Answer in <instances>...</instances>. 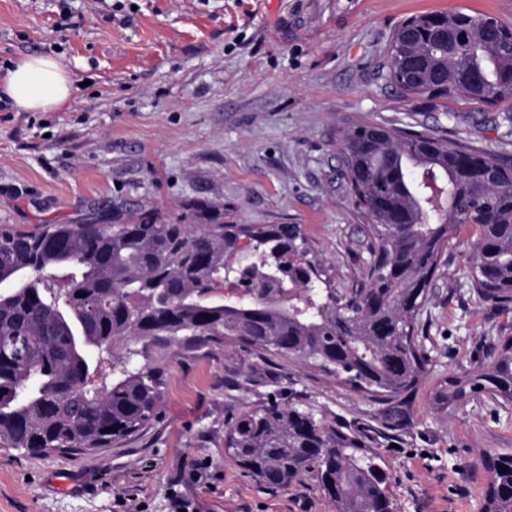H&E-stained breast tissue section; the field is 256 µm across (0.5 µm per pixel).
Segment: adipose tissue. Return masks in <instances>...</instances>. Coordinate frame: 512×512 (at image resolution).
Returning <instances> with one entry per match:
<instances>
[{"instance_id": "ef3b65f1", "label": "adipose tissue", "mask_w": 512, "mask_h": 512, "mask_svg": "<svg viewBox=\"0 0 512 512\" xmlns=\"http://www.w3.org/2000/svg\"><path fill=\"white\" fill-rule=\"evenodd\" d=\"M73 82L58 58L30 55L16 62L0 91L20 112H50L70 98Z\"/></svg>"}]
</instances>
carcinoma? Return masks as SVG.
Wrapping results in <instances>:
<instances>
[{
  "label": "carcinoma",
  "instance_id": "obj_1",
  "mask_svg": "<svg viewBox=\"0 0 512 512\" xmlns=\"http://www.w3.org/2000/svg\"><path fill=\"white\" fill-rule=\"evenodd\" d=\"M512 30L455 12L404 19L386 50L407 97L512 101ZM341 154L374 243L367 283L350 297L314 285L319 271L296 224H226L224 205L196 200L162 220L0 225V442L27 452L114 446L156 421L163 381L148 351L239 341L259 358H296L397 411L418 392L430 357L419 320L445 249L479 228L469 279L512 305V167L428 129L355 123ZM142 358L139 364L136 358ZM109 362L111 376L95 382ZM512 404V336L496 357L429 393L448 411L473 394ZM225 453L260 483L315 476L333 512H393L388 476L358 431L328 429L272 402L229 426ZM482 512H512V453L487 459Z\"/></svg>",
  "mask_w": 512,
  "mask_h": 512
}]
</instances>
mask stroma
Segmentation results:
<instances>
[{"label":"stroma","mask_w":512,"mask_h":512,"mask_svg":"<svg viewBox=\"0 0 512 512\" xmlns=\"http://www.w3.org/2000/svg\"><path fill=\"white\" fill-rule=\"evenodd\" d=\"M466 9L512 28V0H0V85L23 56H56L74 87L55 112L0 93V224H117L146 207L223 204L237 224H295L333 288L364 286L370 246L339 152L347 125L425 126L512 166V102L404 97L385 49L406 17ZM460 113L449 123L447 112ZM477 228L453 239L421 316L426 384L402 416L280 355L238 343L157 359L160 419L85 454L0 444V512H331L315 480L270 489L225 453L242 412L269 401L366 431L394 512H480L483 457L512 452V405L481 393L442 412L429 387L490 361L512 308L471 288Z\"/></svg>","instance_id":"1"}]
</instances>
